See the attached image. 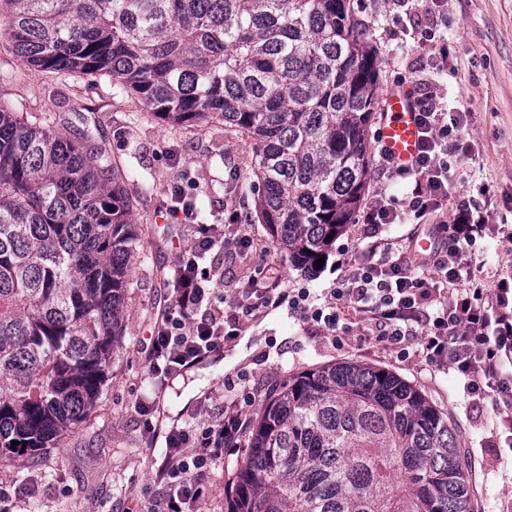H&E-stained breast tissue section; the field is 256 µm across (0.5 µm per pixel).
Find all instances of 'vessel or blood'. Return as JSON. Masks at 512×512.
Instances as JSON below:
<instances>
[{
    "label": "vessel or blood",
    "mask_w": 512,
    "mask_h": 512,
    "mask_svg": "<svg viewBox=\"0 0 512 512\" xmlns=\"http://www.w3.org/2000/svg\"><path fill=\"white\" fill-rule=\"evenodd\" d=\"M384 119L379 127L380 142L400 166H411L418 151L417 114L414 104L405 91L393 89L381 100Z\"/></svg>",
    "instance_id": "1"
}]
</instances>
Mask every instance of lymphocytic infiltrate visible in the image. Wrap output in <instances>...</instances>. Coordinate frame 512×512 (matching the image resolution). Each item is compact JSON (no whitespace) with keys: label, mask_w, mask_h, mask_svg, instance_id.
<instances>
[{"label":"lymphocytic infiltrate","mask_w":512,"mask_h":512,"mask_svg":"<svg viewBox=\"0 0 512 512\" xmlns=\"http://www.w3.org/2000/svg\"><path fill=\"white\" fill-rule=\"evenodd\" d=\"M420 126V144L413 166L394 164L388 156L380 163L389 177L410 178L411 193L404 199L367 207L362 223L382 227L402 224L454 205L447 241L427 251H417L413 241L380 238L370 247L374 262L356 267L336 289L343 300L378 333L380 341L394 346L421 342L426 361L448 365L463 378L468 392L492 402L494 427L504 441L512 440V287L489 289L473 283L468 250L488 229L484 215L454 203L456 186L448 168V139L462 137L461 122L449 123L435 99L414 100ZM224 245V227L212 224L179 258L171 278L173 307L166 312L150 338L146 361L152 374L173 376L187 372L210 353L231 341L234 330L224 323L223 296L210 285L209 272L200 271L198 258ZM283 272L249 289L246 313L282 303L300 307L302 296H287L281 287ZM247 424L234 405L225 404L210 424L191 422L173 426L164 435L166 451L154 481L162 497L147 512H197L208 493L204 481L224 452L242 445ZM149 439V447H156Z\"/></svg>","instance_id":"lymphocytic-infiltrate-1"}]
</instances>
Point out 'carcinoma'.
Returning <instances> with one entry per match:
<instances>
[{
	"instance_id": "obj_1",
	"label": "carcinoma",
	"mask_w": 512,
	"mask_h": 512,
	"mask_svg": "<svg viewBox=\"0 0 512 512\" xmlns=\"http://www.w3.org/2000/svg\"><path fill=\"white\" fill-rule=\"evenodd\" d=\"M0 1L28 64L251 138L258 221L295 268L353 223L379 65L351 0ZM116 168L0 106V456L40 453L99 399L138 243ZM245 445L226 512H481L448 416L386 369L295 377Z\"/></svg>"
}]
</instances>
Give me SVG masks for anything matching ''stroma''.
Here are the masks:
<instances>
[{
	"label": "stroma",
	"mask_w": 512,
	"mask_h": 512,
	"mask_svg": "<svg viewBox=\"0 0 512 512\" xmlns=\"http://www.w3.org/2000/svg\"><path fill=\"white\" fill-rule=\"evenodd\" d=\"M354 8L379 52L377 94L430 90L448 110L465 113L468 150L448 156L459 195L488 214L492 225H512V0H447L446 20L436 28L437 39L448 42L443 56L421 39L416 19L424 0H354ZM0 69L16 75L0 84V102L18 112H51L57 129L120 164L139 232L120 346L97 408L39 456L0 458V489L10 492L16 512H131L134 502L149 504L156 493L152 463L163 454L146 450L148 425L205 423L209 398L225 393L249 417L292 376L338 362L385 368L416 385L447 414L486 512H501L512 500V449L496 437L490 401L468 394L454 369L429 366L419 344L401 352L379 342L353 312L342 314V329L335 333L285 305L243 316L236 338L185 375L151 378L144 348L171 304L164 276L192 241L190 226L171 209V186L186 185L198 223L229 224L253 241L247 251L225 244L217 257L224 269L218 289L228 306L241 300L252 276L275 265L285 271L289 292H309L319 307L334 303L344 276L369 258V229L348 225L321 268L295 269L255 218L252 140L220 124L174 127L150 114L132 120L141 106L116 95L111 78L92 85L78 76L57 79L22 62L4 41ZM471 252L472 279L491 285L512 275V241L492 232ZM30 471L44 475L35 492L25 478Z\"/></svg>",
	"instance_id": "stroma-1"
}]
</instances>
